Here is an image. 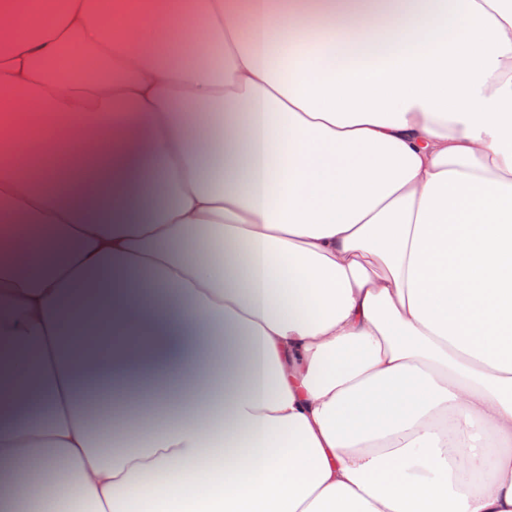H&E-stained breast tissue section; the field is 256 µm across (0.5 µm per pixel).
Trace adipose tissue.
I'll list each match as a JSON object with an SVG mask.
<instances>
[{
	"label": "adipose tissue",
	"instance_id": "adipose-tissue-1",
	"mask_svg": "<svg viewBox=\"0 0 512 512\" xmlns=\"http://www.w3.org/2000/svg\"><path fill=\"white\" fill-rule=\"evenodd\" d=\"M50 132L111 165L37 186ZM0 150V512H512V0H0ZM79 282L119 340L66 358Z\"/></svg>",
	"mask_w": 512,
	"mask_h": 512
}]
</instances>
